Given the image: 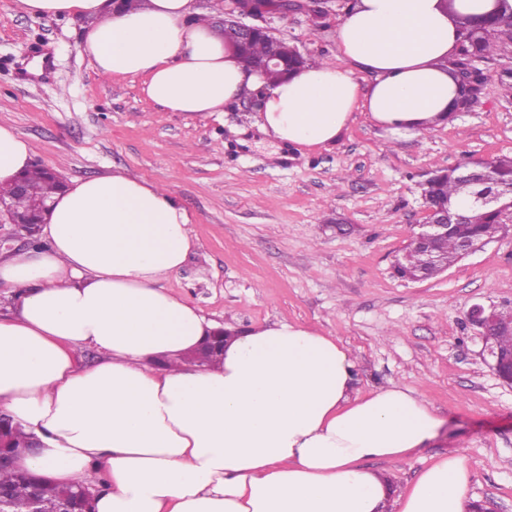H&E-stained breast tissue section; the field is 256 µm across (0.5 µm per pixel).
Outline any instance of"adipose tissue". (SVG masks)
<instances>
[{"instance_id": "ef3b65f1", "label": "adipose tissue", "mask_w": 512, "mask_h": 512, "mask_svg": "<svg viewBox=\"0 0 512 512\" xmlns=\"http://www.w3.org/2000/svg\"><path fill=\"white\" fill-rule=\"evenodd\" d=\"M35 18H92L85 48L100 77H139L145 97L206 118L262 92L257 127L305 153L336 143L362 112L396 135L450 117L459 86L446 65L458 15H510L512 0H356L323 62L268 82L245 69L194 0H19ZM372 76L361 88L357 73ZM34 149L0 124V186ZM186 210L126 173L73 181L54 196L42 249L0 252V411L38 441L24 466L54 484L98 488L95 512H466L463 454L440 459L391 495L368 469L425 447L443 421L414 393L353 395L355 363L332 337L291 323L185 364L212 330L199 309L159 288L193 247ZM100 360L80 366L83 348ZM170 364L157 371L149 360Z\"/></svg>"}]
</instances>
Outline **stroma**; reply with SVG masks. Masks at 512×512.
Listing matches in <instances>:
<instances>
[{
  "label": "stroma",
  "instance_id": "35a3bbf8",
  "mask_svg": "<svg viewBox=\"0 0 512 512\" xmlns=\"http://www.w3.org/2000/svg\"><path fill=\"white\" fill-rule=\"evenodd\" d=\"M326 8L318 21L298 12L271 25L309 61L338 62L347 4ZM87 26L0 0V124L33 142L34 163L67 182L126 172L167 189L195 247L159 287L240 332L288 322L333 337L355 359L356 394L395 384L444 421L425 448L372 461L373 472L402 493L460 452L467 500L512 512V385L466 320L477 303L512 305V230L436 277L394 271L424 220L423 174L512 156V40L498 37L478 103L453 121L395 139L359 112L336 144L302 155L254 128L231 136L252 113L247 99L190 118L148 101L141 78L98 76Z\"/></svg>",
  "mask_w": 512,
  "mask_h": 512
}]
</instances>
